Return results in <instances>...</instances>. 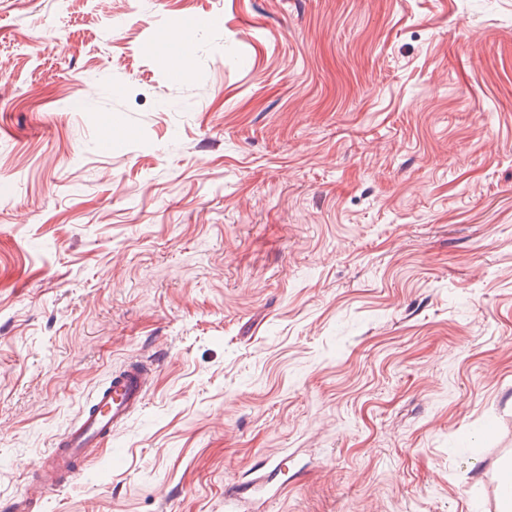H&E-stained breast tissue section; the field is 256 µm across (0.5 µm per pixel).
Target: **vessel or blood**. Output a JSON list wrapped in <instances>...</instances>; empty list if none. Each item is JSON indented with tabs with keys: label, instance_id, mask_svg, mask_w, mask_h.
<instances>
[{
	"label": "vessel or blood",
	"instance_id": "obj_1",
	"mask_svg": "<svg viewBox=\"0 0 512 512\" xmlns=\"http://www.w3.org/2000/svg\"><path fill=\"white\" fill-rule=\"evenodd\" d=\"M195 23L180 20L167 34L165 42L176 65L172 79L185 77L183 62L192 51ZM155 368L150 361L133 358L113 369L111 377L97 387L88 403L55 436L49 448L39 456L34 482L38 494L52 495L64 487L67 479L76 477L95 457L102 443L112 438L147 402ZM283 462L261 461L253 467L251 484L255 491L271 490L282 495L283 487H271V474L283 471Z\"/></svg>",
	"mask_w": 512,
	"mask_h": 512
}]
</instances>
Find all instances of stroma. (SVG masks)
<instances>
[{"label":"stroma","mask_w":512,"mask_h":512,"mask_svg":"<svg viewBox=\"0 0 512 512\" xmlns=\"http://www.w3.org/2000/svg\"><path fill=\"white\" fill-rule=\"evenodd\" d=\"M135 357L33 512H501L512 0H0V512ZM195 22L192 19L180 20L166 35L165 42L168 50L177 60L170 75L173 80H181L185 77L184 60L193 51L192 37ZM154 374V365L142 358L112 370V376L93 391L89 402L39 456L33 483L38 496L63 488L68 478L76 477L94 459L96 448L143 409ZM284 469V463L282 461L270 462V460H263L254 466L250 471L254 477L250 480L252 487L255 492L267 491L275 486L269 483V478L271 474L282 472Z\"/></svg>","instance_id":"obj_1"}]
</instances>
